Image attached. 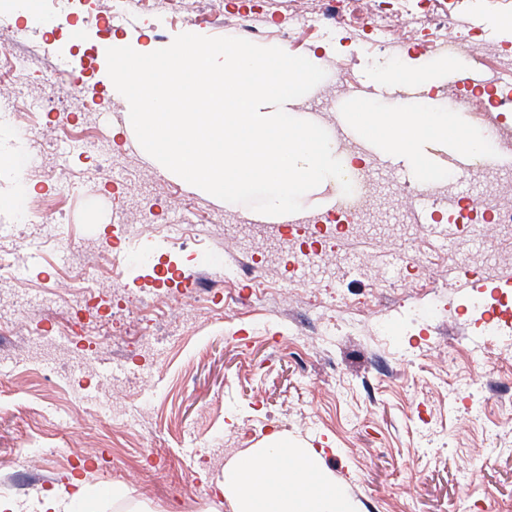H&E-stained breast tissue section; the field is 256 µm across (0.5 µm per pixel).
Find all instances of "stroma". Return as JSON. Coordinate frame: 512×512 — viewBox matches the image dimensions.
<instances>
[{"instance_id": "1", "label": "stroma", "mask_w": 512, "mask_h": 512, "mask_svg": "<svg viewBox=\"0 0 512 512\" xmlns=\"http://www.w3.org/2000/svg\"><path fill=\"white\" fill-rule=\"evenodd\" d=\"M240 2L189 0L182 11L151 0L146 11L128 8L107 33L83 17L113 0H73L67 22L32 38L22 34L25 20L0 8V49L24 74L0 79V100L30 106L5 122L4 134L26 142L35 131L58 152L24 205L62 211L60 223L34 230L0 207L14 288L0 307L26 310L0 339V499L40 512L43 491L79 473L85 499L66 501L62 512H231L216 490L225 466L278 432L319 454L352 512H512V286L502 285L512 278V242L497 240L479 217L476 232L458 234L445 253L434 227L447 224V209L438 221L414 223V183L371 153L367 202L379 232L351 227L323 250L309 283L293 287L302 243L319 237L316 191L302 198V234L271 256L283 225H256L246 239L225 235V225L247 223L251 208L214 200L164 173L130 136H113L124 105L101 79L100 46L114 36L171 40L187 31L233 37ZM347 6L354 23L310 28L300 17L318 14L322 0H255L252 43L340 69L319 93L297 98L290 115L336 123L354 83L381 82L411 57L434 73L426 105L446 113L461 90L441 53L423 48L401 20L383 50L369 49L359 20L373 0ZM449 9L448 24L476 20L480 53L505 68L468 112L493 109L512 91V35L500 29L512 0L482 10L452 0ZM56 56L81 71L83 93L51 84ZM92 101L100 133L114 138L109 168L91 145L64 134ZM150 210L173 233H189L191 247L170 254L149 243ZM136 242L149 244V260L100 276V251L120 255ZM492 254L481 315L453 273L479 272ZM360 264L370 278L343 277ZM259 280L269 294H256ZM86 286L123 307L105 349L54 328L63 292ZM158 294L168 300L160 320L124 309L128 299ZM34 321L43 336L29 334ZM18 476L32 481L28 493L15 492Z\"/></svg>"}]
</instances>
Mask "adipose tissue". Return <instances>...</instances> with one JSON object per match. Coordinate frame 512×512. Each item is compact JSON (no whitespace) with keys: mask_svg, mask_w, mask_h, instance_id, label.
I'll return each mask as SVG.
<instances>
[{"mask_svg":"<svg viewBox=\"0 0 512 512\" xmlns=\"http://www.w3.org/2000/svg\"><path fill=\"white\" fill-rule=\"evenodd\" d=\"M367 134H397L398 148L409 151L448 135V119L434 112L411 116L391 112L386 122L375 114L362 115ZM319 456L312 449L290 446L287 437L271 435L262 447L237 456L224 472L220 485L233 512H347L342 487L317 478Z\"/></svg>","mask_w":512,"mask_h":512,"instance_id":"obj_1","label":"adipose tissue"}]
</instances>
